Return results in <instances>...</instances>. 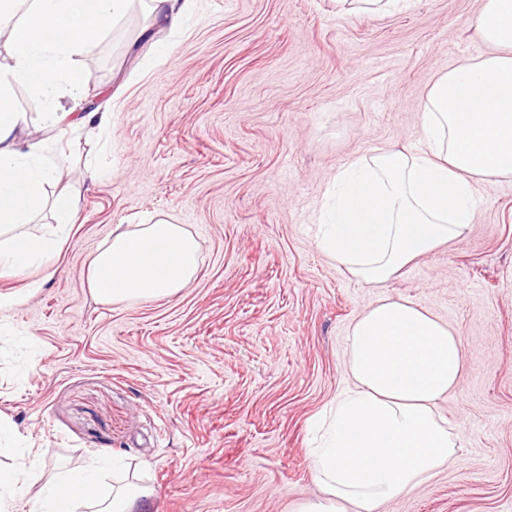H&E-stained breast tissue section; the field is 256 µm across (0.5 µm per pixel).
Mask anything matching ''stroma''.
Instances as JSON below:
<instances>
[{
  "mask_svg": "<svg viewBox=\"0 0 512 512\" xmlns=\"http://www.w3.org/2000/svg\"><path fill=\"white\" fill-rule=\"evenodd\" d=\"M480 0H414L384 15L334 0H196L179 28L141 37V6L79 57L87 110L112 125L45 129L42 99L15 90L23 137L76 208L52 273L0 276V416L16 425L0 465L64 476L126 465L150 512H295L323 497L315 425L352 380L346 336L385 297L449 322L465 353L437 414L461 447L380 512H512V176L483 194L472 231L379 287L317 244L341 165L414 147L435 79L481 56ZM157 38V39H158ZM166 219L201 245L178 294L98 302L90 259L117 230Z\"/></svg>",
  "mask_w": 512,
  "mask_h": 512,
  "instance_id": "1",
  "label": "stroma"
}]
</instances>
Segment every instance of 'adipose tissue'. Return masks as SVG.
I'll use <instances>...</instances> for the list:
<instances>
[{
  "label": "adipose tissue",
  "mask_w": 512,
  "mask_h": 512,
  "mask_svg": "<svg viewBox=\"0 0 512 512\" xmlns=\"http://www.w3.org/2000/svg\"><path fill=\"white\" fill-rule=\"evenodd\" d=\"M131 0H0V36L11 62L0 66V271L47 265L61 240L24 231L51 208L58 225L74 212L59 190V170L46 161L45 142L20 139L28 116L14 102L26 85L48 104L51 130L110 126L108 112L80 105L88 73L76 55L92 51L99 35ZM487 45L431 86L419 117L420 149L380 151L350 159L336 177V205L318 237L324 253L362 282L379 286L414 259L471 230L482 190L512 175V0H482L473 20ZM198 239L182 225L158 220L115 232L88 264V284L104 304L148 301L180 292L193 280ZM353 381L331 407V424L312 452V470L325 495L297 512H378L432 479L451 462L460 436L435 406L459 381L465 354L447 324L399 298L364 311L347 337ZM98 465L46 482L37 464L0 466V512H16L23 490L39 512H132L153 496L131 480L101 494Z\"/></svg>",
  "instance_id": "obj_1"
}]
</instances>
